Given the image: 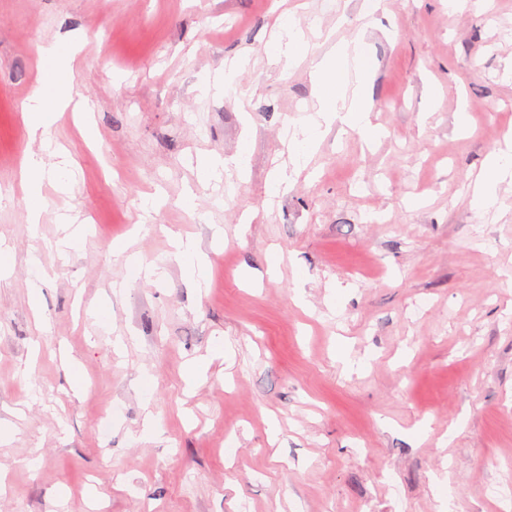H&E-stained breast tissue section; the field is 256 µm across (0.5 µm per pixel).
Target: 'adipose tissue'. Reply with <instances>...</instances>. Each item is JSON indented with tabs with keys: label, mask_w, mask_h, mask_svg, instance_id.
I'll return each mask as SVG.
<instances>
[{
	"label": "adipose tissue",
	"mask_w": 512,
	"mask_h": 512,
	"mask_svg": "<svg viewBox=\"0 0 512 512\" xmlns=\"http://www.w3.org/2000/svg\"><path fill=\"white\" fill-rule=\"evenodd\" d=\"M40 55L48 71L28 97L25 123L32 133L48 128L54 121L52 107L63 100L65 71L72 52L60 44L51 43L41 47ZM351 63L359 69L362 81L361 86L352 92L345 88V71ZM372 70L365 37L361 34L352 41L337 45L333 59L316 64L312 84L317 116L306 127L302 137L290 142L289 158L295 169H302L312 154L323 125L340 122L367 142L384 136V129L371 120L372 107L363 87ZM506 182H512L511 143L488 154L475 181L472 194L474 208L494 207L498 200V188Z\"/></svg>",
	"instance_id": "obj_1"
}]
</instances>
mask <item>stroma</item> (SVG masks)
Returning <instances> with one entry per match:
<instances>
[{"label": "stroma", "instance_id": "obj_1", "mask_svg": "<svg viewBox=\"0 0 512 512\" xmlns=\"http://www.w3.org/2000/svg\"><path fill=\"white\" fill-rule=\"evenodd\" d=\"M384 4L366 42L386 137L333 124L273 198L313 67L364 26L365 0H0V512L512 504V183L497 215L471 206L512 137V0ZM287 8L309 43L294 63L267 53ZM53 41L74 49L68 94L90 115L57 108L34 136L25 103ZM236 60L243 104L224 93ZM46 137L77 175L44 181L33 228L23 165L56 169ZM244 141L243 177L200 180L198 158ZM173 233L195 240L205 287Z\"/></svg>", "mask_w": 512, "mask_h": 512}]
</instances>
